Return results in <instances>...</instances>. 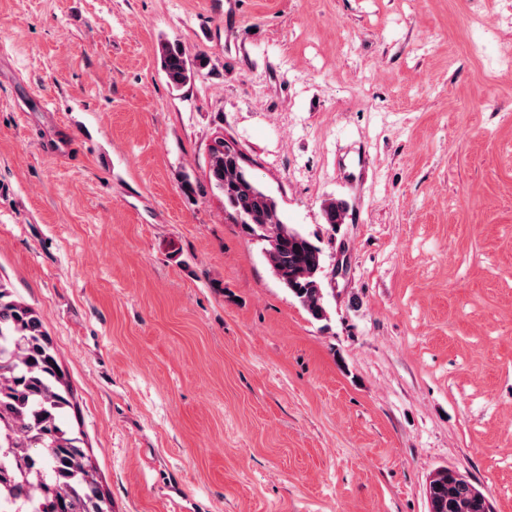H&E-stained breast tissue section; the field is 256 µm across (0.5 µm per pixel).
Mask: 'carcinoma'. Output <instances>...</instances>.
Wrapping results in <instances>:
<instances>
[{"mask_svg":"<svg viewBox=\"0 0 512 512\" xmlns=\"http://www.w3.org/2000/svg\"><path fill=\"white\" fill-rule=\"evenodd\" d=\"M162 69L180 88L206 66L176 41L160 45ZM250 160L233 147L208 149V176L225 218L262 245L273 273L312 320H329L319 239L284 223L276 200L253 179ZM344 208L324 205L331 230ZM78 407L41 315L0 283V500L14 512H112L110 494L74 425ZM429 512H493L489 499L453 468L426 487Z\"/></svg>","mask_w":512,"mask_h":512,"instance_id":"obj_1","label":"carcinoma"}]
</instances>
